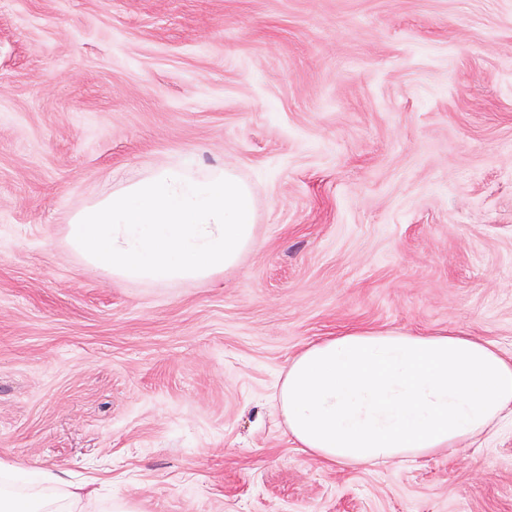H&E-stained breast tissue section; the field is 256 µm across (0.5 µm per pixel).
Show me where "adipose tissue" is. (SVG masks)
<instances>
[{
    "mask_svg": "<svg viewBox=\"0 0 512 512\" xmlns=\"http://www.w3.org/2000/svg\"><path fill=\"white\" fill-rule=\"evenodd\" d=\"M279 411L303 452L365 467L453 452L490 432L512 409V361L487 342L455 333L354 329L289 359ZM0 462V512H87L98 479L72 484Z\"/></svg>",
    "mask_w": 512,
    "mask_h": 512,
    "instance_id": "obj_1",
    "label": "adipose tissue"
}]
</instances>
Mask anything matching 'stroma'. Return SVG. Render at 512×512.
<instances>
[{"instance_id":"1","label":"stroma","mask_w":512,"mask_h":512,"mask_svg":"<svg viewBox=\"0 0 512 512\" xmlns=\"http://www.w3.org/2000/svg\"><path fill=\"white\" fill-rule=\"evenodd\" d=\"M231 167L257 247L122 283L69 214L151 161ZM512 361V0H0V461L138 512H512V410L368 468L274 394L349 329Z\"/></svg>"}]
</instances>
